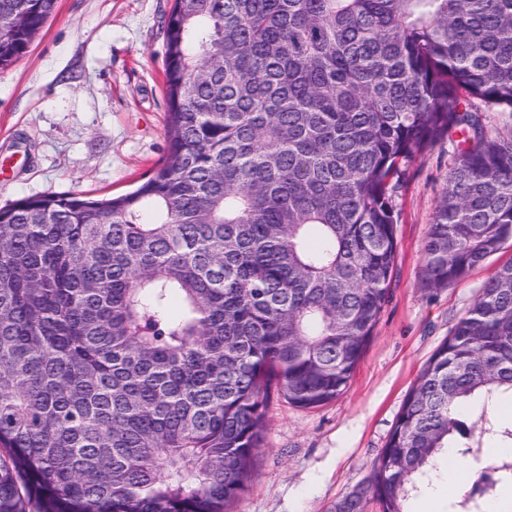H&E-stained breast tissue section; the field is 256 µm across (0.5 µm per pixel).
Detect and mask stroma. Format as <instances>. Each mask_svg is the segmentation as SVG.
<instances>
[{
	"label": "stroma",
	"mask_w": 512,
	"mask_h": 512,
	"mask_svg": "<svg viewBox=\"0 0 512 512\" xmlns=\"http://www.w3.org/2000/svg\"><path fill=\"white\" fill-rule=\"evenodd\" d=\"M174 0H58L30 51L0 70V207L34 195L134 190L167 153L163 26ZM457 143L411 163L395 204L389 300L347 391L315 409L272 398L265 446L231 512H335L364 493L421 369L512 243L458 284L421 287L425 244Z\"/></svg>",
	"instance_id": "35a3bbf8"
}]
</instances>
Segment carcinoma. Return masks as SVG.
I'll return each instance as SVG.
<instances>
[{"label":"carcinoma","mask_w":512,"mask_h":512,"mask_svg":"<svg viewBox=\"0 0 512 512\" xmlns=\"http://www.w3.org/2000/svg\"><path fill=\"white\" fill-rule=\"evenodd\" d=\"M57 0H0V68ZM166 157L135 190L0 208V512H229L271 394L340 397L389 299L394 193L458 133L423 290L512 242V0H174ZM512 263L407 394L367 491L512 447ZM490 498L512 457L482 472ZM486 130L492 134L507 136L512 131V117L509 112H481Z\"/></svg>","instance_id":"carcinoma-1"}]
</instances>
